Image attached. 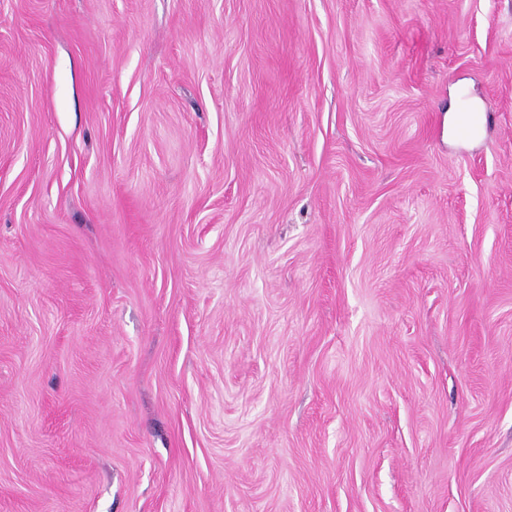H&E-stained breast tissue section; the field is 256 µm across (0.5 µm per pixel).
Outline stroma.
<instances>
[{
	"label": "stroma",
	"instance_id": "35a3bbf8",
	"mask_svg": "<svg viewBox=\"0 0 512 512\" xmlns=\"http://www.w3.org/2000/svg\"><path fill=\"white\" fill-rule=\"evenodd\" d=\"M0 512H512V0H0Z\"/></svg>",
	"mask_w": 512,
	"mask_h": 512
}]
</instances>
